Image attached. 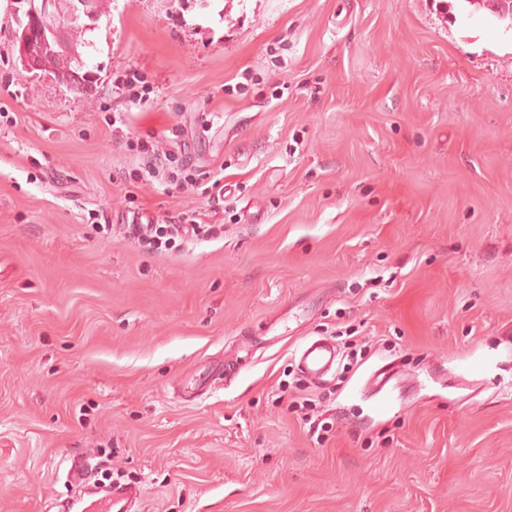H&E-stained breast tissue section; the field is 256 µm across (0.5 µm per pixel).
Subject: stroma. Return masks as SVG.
I'll return each mask as SVG.
<instances>
[{
  "label": "stroma",
  "instance_id": "35a3bbf8",
  "mask_svg": "<svg viewBox=\"0 0 512 512\" xmlns=\"http://www.w3.org/2000/svg\"><path fill=\"white\" fill-rule=\"evenodd\" d=\"M16 29L0 0V512H58L81 448L139 512H512V29L465 0H104L82 91ZM150 135L194 184L135 181ZM136 218L220 230L154 253ZM336 344L326 338L306 342L297 355L298 369L310 381L319 383L336 368ZM237 375V368L232 364L224 365L219 363L210 366L204 374L189 380L190 387L187 388L188 397H203L208 394L217 382H231Z\"/></svg>",
  "mask_w": 512,
  "mask_h": 512
}]
</instances>
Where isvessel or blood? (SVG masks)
<instances>
[{
  "instance_id": "obj_1",
  "label": "vessel or blood",
  "mask_w": 512,
  "mask_h": 512,
  "mask_svg": "<svg viewBox=\"0 0 512 512\" xmlns=\"http://www.w3.org/2000/svg\"><path fill=\"white\" fill-rule=\"evenodd\" d=\"M337 351L334 342L318 338L306 342L297 355L300 372L310 381L319 383L332 375L336 368ZM237 375L234 365L210 366L204 374L189 382L190 397L208 394L216 383H227ZM89 454L86 450L74 451L67 459L68 480L75 485L88 486L90 501L80 506L79 512H130V508L142 496L140 487L131 484L94 487L89 483Z\"/></svg>"
}]
</instances>
